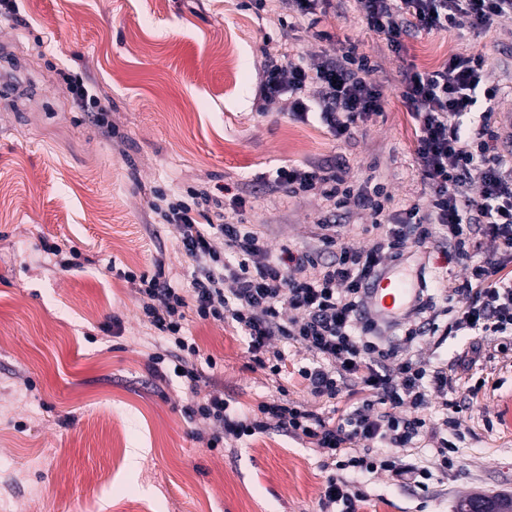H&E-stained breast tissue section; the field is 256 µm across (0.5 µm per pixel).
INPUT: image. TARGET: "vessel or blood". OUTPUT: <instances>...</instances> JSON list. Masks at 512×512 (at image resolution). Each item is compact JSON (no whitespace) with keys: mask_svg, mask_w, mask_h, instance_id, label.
<instances>
[{"mask_svg":"<svg viewBox=\"0 0 512 512\" xmlns=\"http://www.w3.org/2000/svg\"><path fill=\"white\" fill-rule=\"evenodd\" d=\"M368 292L372 299L368 317L384 323H394L410 315L419 296L418 289L412 288L406 278L389 269L380 271L370 281Z\"/></svg>","mask_w":512,"mask_h":512,"instance_id":"obj_1","label":"vessel or blood"}]
</instances>
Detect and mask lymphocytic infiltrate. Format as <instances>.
<instances>
[{"instance_id":"1","label":"lymphocytic infiltrate","mask_w":512,"mask_h":512,"mask_svg":"<svg viewBox=\"0 0 512 512\" xmlns=\"http://www.w3.org/2000/svg\"><path fill=\"white\" fill-rule=\"evenodd\" d=\"M357 10L396 54L404 37L454 29L465 20L480 31L512 23V0H357ZM374 71L366 55L342 47L311 66L269 62L262 91L268 98L290 96L289 112L303 119L307 105L299 93L315 86L321 121L336 138H347L381 110ZM401 84L417 126L414 154L426 202L394 209L384 183L356 186L319 166L282 167L275 177L292 197L317 193L336 209L358 202L378 231L370 245H354L325 224L317 249L273 251L246 216L228 222L223 213H211V193L193 189L171 203L161 190L158 200L168 203L164 217L179 226L181 248L196 264L190 289L184 294L173 288L161 262L153 271L125 275L145 299L147 322L168 343L148 357L157 376L180 373L193 393L205 369L215 368V359L201 356L185 336V312L191 309L204 321H234L252 362L272 376L292 374L316 399L352 396V404L326 418L280 397L242 416L219 391L186 410L188 417L217 424L206 441L211 450L225 436L253 437L273 423L311 444L326 472L318 512H362L369 498L360 481L370 474L384 472L425 491L436 474L452 470L458 448L446 433L459 431L462 411L455 396L465 394L474 403L482 387L432 364L413 346L439 334L512 331V150L502 145L493 122L499 88L486 80V58L455 53L432 70L409 67ZM436 230L464 266V279L450 288L457 303L448 307L442 325L436 303L427 301L424 319L386 339L375 322L360 316L365 289L384 260L396 259L408 242H422ZM281 341L304 350L308 362L289 363L277 347ZM436 399L447 415L431 425L424 412ZM422 442L432 448L430 457L403 461L391 454Z\"/></svg>"}]
</instances>
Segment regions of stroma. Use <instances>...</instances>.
<instances>
[{
	"instance_id": "35a3bbf8",
	"label": "stroma",
	"mask_w": 512,
	"mask_h": 512,
	"mask_svg": "<svg viewBox=\"0 0 512 512\" xmlns=\"http://www.w3.org/2000/svg\"><path fill=\"white\" fill-rule=\"evenodd\" d=\"M16 0L0 17V512H317L326 479L308 443L277 429L251 438L204 439L212 421L187 405L221 390L252 411L287 388L320 415L348 396L313 399L295 379L256 367L234 322L190 317L185 334L217 367L197 394L148 371L161 343L142 315L127 271L163 261L173 287L195 268L179 230L152 207L153 192L222 190L235 196L271 249L313 246L327 209L273 183L285 165H346L354 184H387L395 203L420 197L415 123L400 73L439 66L453 53H483L512 113V23L482 32L462 25L423 32L394 54L362 22L354 0H332L316 27L278 0ZM348 44L369 55L382 110L346 140L318 115L300 120L261 92L268 60L316 62ZM79 78L106 107L107 126L68 90ZM58 244L61 255L44 251ZM75 259L71 268L62 260ZM398 264L435 289L463 277L439 238L408 244ZM500 337L450 336L424 345L458 367L477 350L488 391L461 414L454 473L420 495L386 474L367 476L364 512H455L460 496H512V355ZM141 449L131 467L132 449Z\"/></svg>"
}]
</instances>
